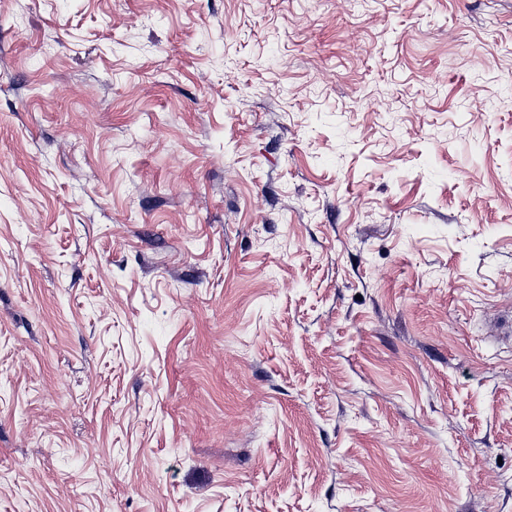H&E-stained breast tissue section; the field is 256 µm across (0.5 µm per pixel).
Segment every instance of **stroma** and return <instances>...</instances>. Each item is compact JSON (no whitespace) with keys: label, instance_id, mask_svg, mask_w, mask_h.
I'll use <instances>...</instances> for the list:
<instances>
[{"label":"stroma","instance_id":"35a3bbf8","mask_svg":"<svg viewBox=\"0 0 512 512\" xmlns=\"http://www.w3.org/2000/svg\"><path fill=\"white\" fill-rule=\"evenodd\" d=\"M0 512H512V0H0Z\"/></svg>","mask_w":512,"mask_h":512}]
</instances>
